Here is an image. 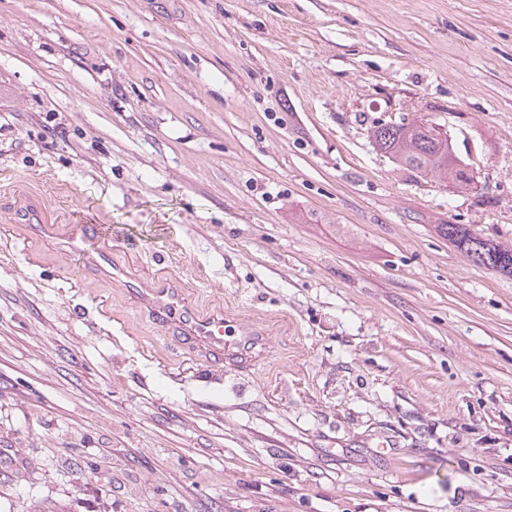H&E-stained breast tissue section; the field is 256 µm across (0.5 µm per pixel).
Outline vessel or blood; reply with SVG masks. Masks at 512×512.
<instances>
[{
    "label": "vessel or blood",
    "mask_w": 512,
    "mask_h": 512,
    "mask_svg": "<svg viewBox=\"0 0 512 512\" xmlns=\"http://www.w3.org/2000/svg\"><path fill=\"white\" fill-rule=\"evenodd\" d=\"M19 220L36 236L49 233L51 230L44 209L36 200L29 201L20 212ZM92 261L100 273L112 281L123 282L126 291L139 303L140 312L150 325L161 329L177 327L183 334L195 339L199 350L205 356H218L224 353L226 325L223 313L201 314L187 301L181 289L176 288L173 282L166 278L155 279L148 286L123 281V270L113 263L112 254L107 249H98Z\"/></svg>",
    "instance_id": "obj_1"
}]
</instances>
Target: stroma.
<instances>
[{
    "label": "stroma",
    "mask_w": 512,
    "mask_h": 512,
    "mask_svg": "<svg viewBox=\"0 0 512 512\" xmlns=\"http://www.w3.org/2000/svg\"><path fill=\"white\" fill-rule=\"evenodd\" d=\"M403 115L473 188L375 149ZM441 224L512 247V0H0V512H512V277ZM18 216L19 221L27 224V228L35 236L48 234L57 227L53 224H48L45 218L44 208L37 200H30L28 205ZM91 260L100 273L113 282L122 283L137 300L141 314L150 325L161 329L177 327L195 339L205 357L224 355V334L227 332L224 312L201 314L187 301L181 289L166 278H156L149 286L123 280V269L112 262V254L105 248L98 249Z\"/></svg>",
    "instance_id": "obj_1"
}]
</instances>
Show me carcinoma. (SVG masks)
<instances>
[{
	"label": "carcinoma",
	"mask_w": 512,
	"mask_h": 512,
	"mask_svg": "<svg viewBox=\"0 0 512 512\" xmlns=\"http://www.w3.org/2000/svg\"><path fill=\"white\" fill-rule=\"evenodd\" d=\"M436 123L419 117L379 120L369 129L375 148L396 165L435 176L460 191L471 177L462 168L453 141L436 133ZM439 232L475 266L512 276V248L472 233L463 224H439Z\"/></svg>",
	"instance_id": "1"
}]
</instances>
